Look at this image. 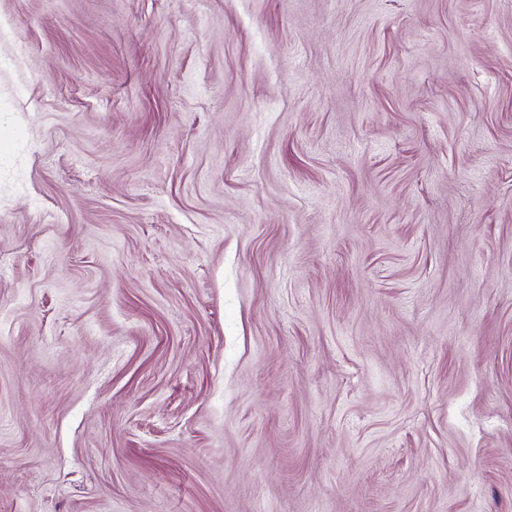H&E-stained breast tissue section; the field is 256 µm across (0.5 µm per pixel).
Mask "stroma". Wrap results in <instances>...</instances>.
I'll use <instances>...</instances> for the list:
<instances>
[{
  "label": "stroma",
  "instance_id": "obj_1",
  "mask_svg": "<svg viewBox=\"0 0 512 512\" xmlns=\"http://www.w3.org/2000/svg\"><path fill=\"white\" fill-rule=\"evenodd\" d=\"M0 512H512V0H0Z\"/></svg>",
  "mask_w": 512,
  "mask_h": 512
}]
</instances>
